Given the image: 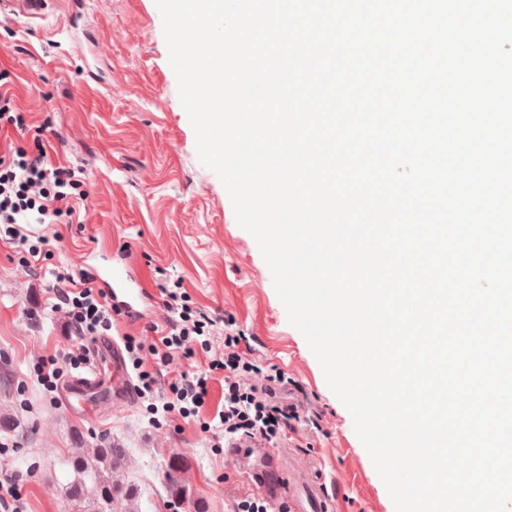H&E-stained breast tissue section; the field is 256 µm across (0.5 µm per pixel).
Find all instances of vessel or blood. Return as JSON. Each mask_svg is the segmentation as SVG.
I'll use <instances>...</instances> for the list:
<instances>
[{
	"label": "vessel or blood",
	"instance_id": "vessel-or-blood-1",
	"mask_svg": "<svg viewBox=\"0 0 512 512\" xmlns=\"http://www.w3.org/2000/svg\"><path fill=\"white\" fill-rule=\"evenodd\" d=\"M7 9L42 18L50 9V0H0V12ZM96 277L112 300L122 304L125 312H138L148 287L142 278L130 274L126 264L97 268ZM224 455L240 473L249 493L262 496L273 504L287 500L290 512H327L324 493L308 480L286 479L284 456L271 452L259 440L228 441Z\"/></svg>",
	"mask_w": 512,
	"mask_h": 512
}]
</instances>
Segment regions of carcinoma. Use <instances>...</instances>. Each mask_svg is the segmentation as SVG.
I'll return each mask as SVG.
<instances>
[{
  "label": "carcinoma",
  "instance_id": "obj_1",
  "mask_svg": "<svg viewBox=\"0 0 512 512\" xmlns=\"http://www.w3.org/2000/svg\"><path fill=\"white\" fill-rule=\"evenodd\" d=\"M124 449L106 445L93 447L78 434L72 437L71 447L59 460L64 473L63 488L70 501L72 512H105L109 501L125 506V512H136L135 503L140 498L138 489L114 478L120 468ZM180 467L171 464L167 477L172 495L184 499L188 487L177 478Z\"/></svg>",
  "mask_w": 512,
  "mask_h": 512
}]
</instances>
